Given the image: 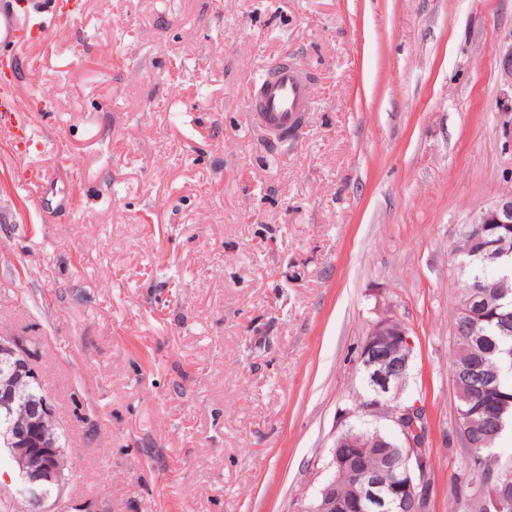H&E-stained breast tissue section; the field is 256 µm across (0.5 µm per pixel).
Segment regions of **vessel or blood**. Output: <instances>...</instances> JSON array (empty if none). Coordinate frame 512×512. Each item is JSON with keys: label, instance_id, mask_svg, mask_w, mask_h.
<instances>
[{"label": "vessel or blood", "instance_id": "b4317fda", "mask_svg": "<svg viewBox=\"0 0 512 512\" xmlns=\"http://www.w3.org/2000/svg\"><path fill=\"white\" fill-rule=\"evenodd\" d=\"M84 6L85 0H0V130L15 142L26 141L30 132L12 64L45 35L44 28L31 23V16L73 19ZM309 94L307 73L284 59L268 69L261 84L251 87L248 109L274 140L298 132L310 110Z\"/></svg>", "mask_w": 512, "mask_h": 512}]
</instances>
